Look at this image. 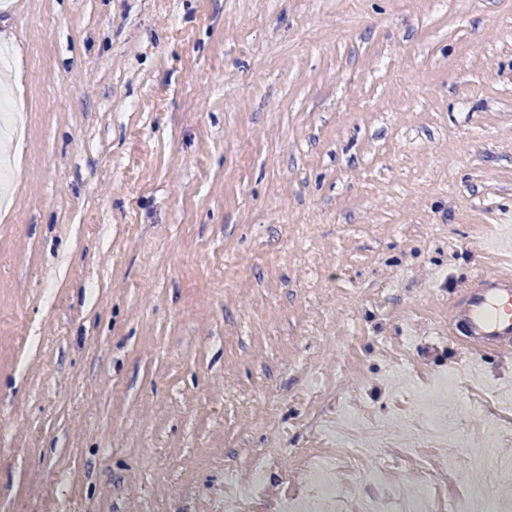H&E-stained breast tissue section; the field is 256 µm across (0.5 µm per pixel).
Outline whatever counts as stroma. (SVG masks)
Masks as SVG:
<instances>
[{
    "mask_svg": "<svg viewBox=\"0 0 512 512\" xmlns=\"http://www.w3.org/2000/svg\"><path fill=\"white\" fill-rule=\"evenodd\" d=\"M0 512H215L226 479L302 492L465 436L512 354L448 338L512 265V0H0ZM366 410L320 449L324 421Z\"/></svg>",
    "mask_w": 512,
    "mask_h": 512,
    "instance_id": "stroma-1",
    "label": "stroma"
}]
</instances>
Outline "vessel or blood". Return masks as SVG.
Returning <instances> with one entry per match:
<instances>
[{"label":"vessel or blood","mask_w":512,"mask_h":512,"mask_svg":"<svg viewBox=\"0 0 512 512\" xmlns=\"http://www.w3.org/2000/svg\"><path fill=\"white\" fill-rule=\"evenodd\" d=\"M449 335L512 352V269L480 270L451 307Z\"/></svg>","instance_id":"vessel-or-blood-1"}]
</instances>
